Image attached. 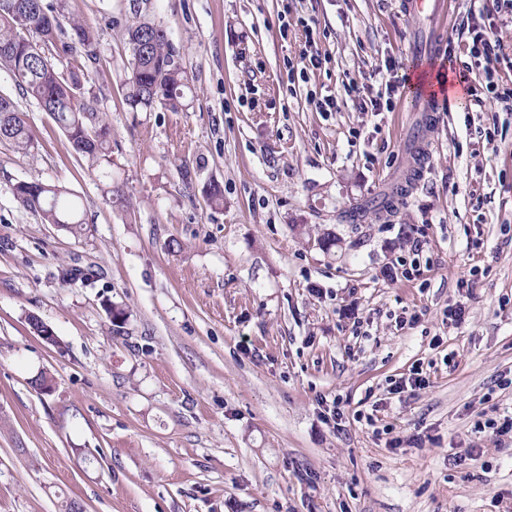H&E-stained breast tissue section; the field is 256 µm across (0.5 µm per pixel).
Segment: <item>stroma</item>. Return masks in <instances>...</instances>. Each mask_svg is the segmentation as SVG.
I'll return each mask as SVG.
<instances>
[{"label": "stroma", "mask_w": 512, "mask_h": 512, "mask_svg": "<svg viewBox=\"0 0 512 512\" xmlns=\"http://www.w3.org/2000/svg\"><path fill=\"white\" fill-rule=\"evenodd\" d=\"M127 5L63 11L100 34L88 93L112 127L125 207L35 102L19 103L34 149L0 143V512H512V444L475 430L512 411V112L307 102L345 98L352 77L384 91L412 54L465 44L475 25L512 55L497 0H453L444 22L407 0H149L192 79L181 112L125 105ZM301 16L331 60L291 87ZM409 174L391 213L370 210ZM30 180L70 190L82 236L16 201ZM211 181L223 207L202 193ZM68 267L89 280L63 284ZM454 303L458 324L444 316ZM415 364L428 385L373 411ZM42 375L50 394L33 386ZM472 445L481 457L454 464Z\"/></svg>", "instance_id": "35a3bbf8"}]
</instances>
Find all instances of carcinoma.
<instances>
[{"label": "carcinoma", "instance_id": "cac0c4a2", "mask_svg": "<svg viewBox=\"0 0 512 512\" xmlns=\"http://www.w3.org/2000/svg\"><path fill=\"white\" fill-rule=\"evenodd\" d=\"M132 19L120 29L131 51L130 76L124 101L133 112H150L160 106L181 112L192 93V79L181 63L180 50L167 31L142 15L134 0ZM60 10L45 0H0V69L12 77L17 96L0 93V143L28 152L34 142L17 98L33 100L56 122L73 152L108 181L104 190L110 204L124 205V197L112 188L107 170L112 154V127L87 102L86 86L97 73L98 33L79 18L70 21L69 39H62ZM39 45V51L30 47ZM55 59V67H43L39 53ZM14 196L44 224H60L71 235H82L84 219L64 186L39 180L20 181Z\"/></svg>", "mask_w": 512, "mask_h": 512}]
</instances>
